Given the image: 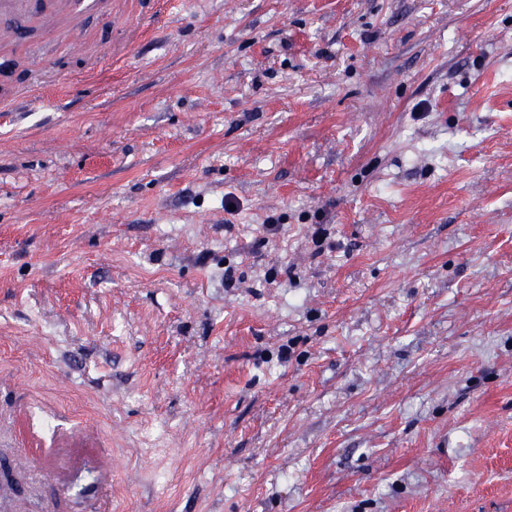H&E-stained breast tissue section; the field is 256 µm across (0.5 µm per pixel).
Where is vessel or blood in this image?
Segmentation results:
<instances>
[{
    "mask_svg": "<svg viewBox=\"0 0 512 512\" xmlns=\"http://www.w3.org/2000/svg\"><path fill=\"white\" fill-rule=\"evenodd\" d=\"M113 0H0V58L11 59L29 45L32 35L61 43L71 52L82 50L87 18L112 15Z\"/></svg>",
    "mask_w": 512,
    "mask_h": 512,
    "instance_id": "1",
    "label": "vessel or blood"
}]
</instances>
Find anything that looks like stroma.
Returning <instances> with one entry per match:
<instances>
[{"label":"stroma","instance_id":"1","mask_svg":"<svg viewBox=\"0 0 512 512\" xmlns=\"http://www.w3.org/2000/svg\"><path fill=\"white\" fill-rule=\"evenodd\" d=\"M84 29L0 112V512H512V0Z\"/></svg>","mask_w":512,"mask_h":512}]
</instances>
